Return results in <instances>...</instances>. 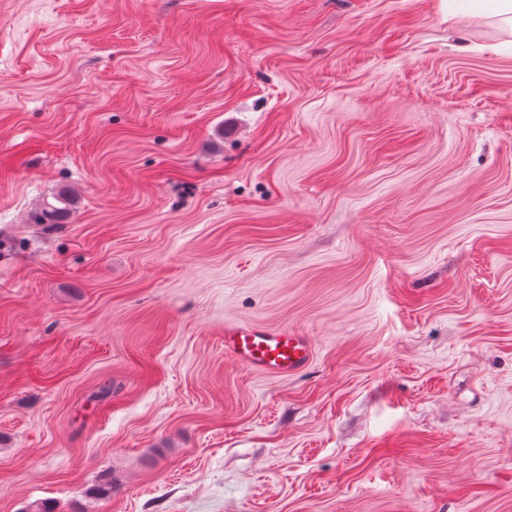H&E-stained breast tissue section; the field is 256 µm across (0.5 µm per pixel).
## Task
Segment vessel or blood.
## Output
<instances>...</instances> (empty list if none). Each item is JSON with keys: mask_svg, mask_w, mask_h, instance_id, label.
Wrapping results in <instances>:
<instances>
[{"mask_svg": "<svg viewBox=\"0 0 512 512\" xmlns=\"http://www.w3.org/2000/svg\"><path fill=\"white\" fill-rule=\"evenodd\" d=\"M224 351L250 370L282 377L300 370L311 358L306 337L259 325L225 326Z\"/></svg>", "mask_w": 512, "mask_h": 512, "instance_id": "b4317fda", "label": "vessel or blood"}]
</instances>
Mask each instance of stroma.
<instances>
[{
    "label": "stroma",
    "instance_id": "obj_1",
    "mask_svg": "<svg viewBox=\"0 0 512 512\" xmlns=\"http://www.w3.org/2000/svg\"><path fill=\"white\" fill-rule=\"evenodd\" d=\"M68 223L32 214L62 190ZM228 323L307 336L277 378ZM512 512V37L448 0H0V512Z\"/></svg>",
    "mask_w": 512,
    "mask_h": 512
}]
</instances>
